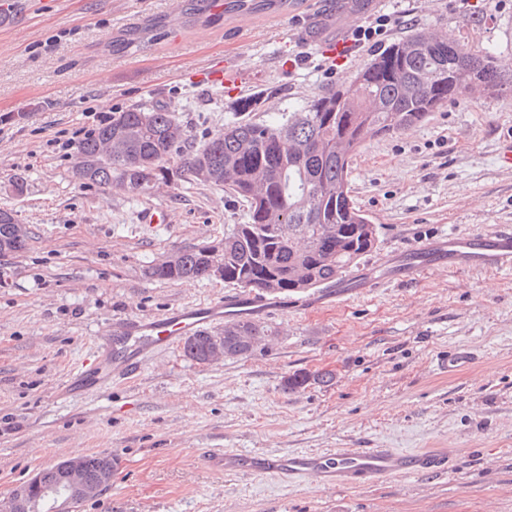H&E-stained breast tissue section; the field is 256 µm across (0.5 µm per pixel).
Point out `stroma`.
<instances>
[{"instance_id": "1", "label": "stroma", "mask_w": 512, "mask_h": 512, "mask_svg": "<svg viewBox=\"0 0 512 512\" xmlns=\"http://www.w3.org/2000/svg\"><path fill=\"white\" fill-rule=\"evenodd\" d=\"M184 2L0 0V207L29 235L23 252L0 255V499L69 455L108 453L120 461L112 485L79 512H512V271L392 276L425 242L512 225V168L498 161L512 136L505 96L449 100L354 157L352 200L380 228L349 271L370 281L365 292L265 316L278 335L248 358L199 364L177 346L109 389L66 392L112 322L230 294L219 279L144 271L192 247L223 253L225 225L246 220L213 185L80 186L77 145L111 113L165 106L198 146L233 119L232 101L270 88L252 118L274 122L373 56L323 53L349 15H390L386 47L429 31L489 49L512 76V0H247L195 20ZM298 14L309 23L296 32ZM129 34L143 36L139 50L112 49ZM247 63L237 92L192 74ZM147 206L168 223H139ZM452 345L480 362L448 379L434 360ZM295 373L307 385L284 391ZM377 447L458 455L450 473L356 489L227 473L200 455Z\"/></svg>"}]
</instances>
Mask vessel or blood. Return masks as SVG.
<instances>
[{"instance_id": "vessel-or-blood-1", "label": "vessel or blood", "mask_w": 512, "mask_h": 512, "mask_svg": "<svg viewBox=\"0 0 512 512\" xmlns=\"http://www.w3.org/2000/svg\"><path fill=\"white\" fill-rule=\"evenodd\" d=\"M512 270V226L491 232H476L449 238L443 246L426 244L402 271L405 280L422 278L430 270ZM358 279L351 278L302 298V305L318 306L334 298L361 291ZM270 298L263 293H235L208 304L178 307L158 319L126 318L113 323L112 332L126 353L97 355L93 365L77 370L75 381L85 386L106 388L113 380L124 378L132 367L140 365L158 351L168 350L184 337L231 316L266 312ZM477 353L466 346H452L435 358L439 374L451 378L472 369ZM207 462L227 472L246 475L277 473L288 479L312 478L327 485L357 487L379 485L410 476L452 469L448 449L428 448L415 451L397 448H346L333 454L297 452L288 455L236 453L221 448L206 450Z\"/></svg>"}]
</instances>
